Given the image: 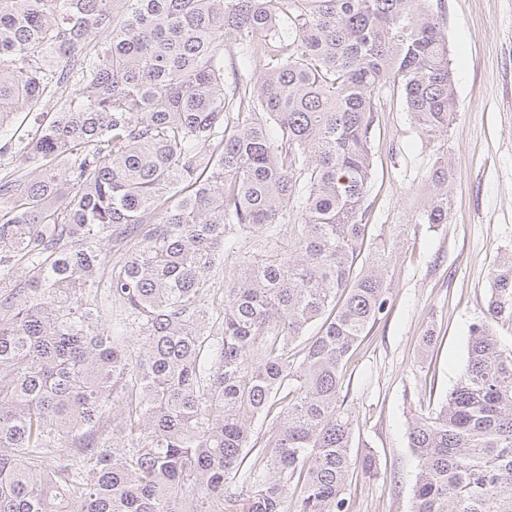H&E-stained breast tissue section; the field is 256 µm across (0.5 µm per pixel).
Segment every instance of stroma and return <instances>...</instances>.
Wrapping results in <instances>:
<instances>
[{
    "label": "stroma",
    "instance_id": "1",
    "mask_svg": "<svg viewBox=\"0 0 512 512\" xmlns=\"http://www.w3.org/2000/svg\"><path fill=\"white\" fill-rule=\"evenodd\" d=\"M432 8L445 21L459 101L445 143L453 206L448 223H412L433 148L418 137L402 95L388 94L366 204L376 227L406 230L388 269L389 312L346 368L353 446L371 448L381 469L375 480L353 473L352 512H411L418 460L409 418L435 409L457 381L470 326L485 313L490 269L512 252V0H434Z\"/></svg>",
    "mask_w": 512,
    "mask_h": 512
}]
</instances>
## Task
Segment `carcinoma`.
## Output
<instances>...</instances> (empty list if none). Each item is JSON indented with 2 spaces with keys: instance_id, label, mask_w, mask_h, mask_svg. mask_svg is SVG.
<instances>
[{
  "instance_id": "carcinoma-1",
  "label": "carcinoma",
  "mask_w": 512,
  "mask_h": 512,
  "mask_svg": "<svg viewBox=\"0 0 512 512\" xmlns=\"http://www.w3.org/2000/svg\"><path fill=\"white\" fill-rule=\"evenodd\" d=\"M391 84L448 135L429 0H0V129L33 115L0 145V512H351L350 472L379 475L341 394L388 313L396 235L364 204ZM454 179L435 154L414 223H448ZM506 319L511 252L408 423L412 512H512ZM255 64L240 55L226 56L224 78L230 81L234 78H239L241 82H245L251 75Z\"/></svg>"
}]
</instances>
